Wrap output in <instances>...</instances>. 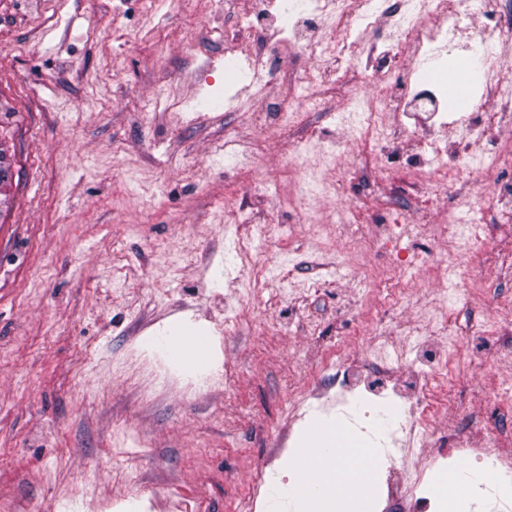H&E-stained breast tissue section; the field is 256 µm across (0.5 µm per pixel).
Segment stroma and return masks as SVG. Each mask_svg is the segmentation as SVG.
Returning a JSON list of instances; mask_svg holds the SVG:
<instances>
[{
  "label": "stroma",
  "mask_w": 512,
  "mask_h": 512,
  "mask_svg": "<svg viewBox=\"0 0 512 512\" xmlns=\"http://www.w3.org/2000/svg\"><path fill=\"white\" fill-rule=\"evenodd\" d=\"M228 1L251 2L0 0V145L14 162L0 214V512H88L92 500L236 512L257 484L259 512H309L288 494L292 455L268 460L288 428L307 440L360 429L393 457L412 420L463 438L512 432L499 399L512 386V319L499 313L512 223L491 208L512 166L486 165L512 128L474 142L389 108L388 136L362 125L426 69L457 80L477 54L437 44L384 84L365 81L379 54L362 55L344 79L315 83L325 109L305 112L294 76L307 60H276L263 92L225 73L213 31L248 48L269 30L226 25ZM150 14L154 37L127 40ZM270 100L294 115L258 126ZM334 145L361 160L336 188ZM463 150L468 171L435 195L423 172H447ZM464 196L489 206L483 251L405 237L416 263L394 287L381 272L396 252L330 221L439 224ZM193 336L203 356L173 352L172 338ZM338 355L363 385L400 387L410 417L320 399L314 381ZM384 359L389 376L373 375Z\"/></svg>",
  "instance_id": "obj_1"
}]
</instances>
